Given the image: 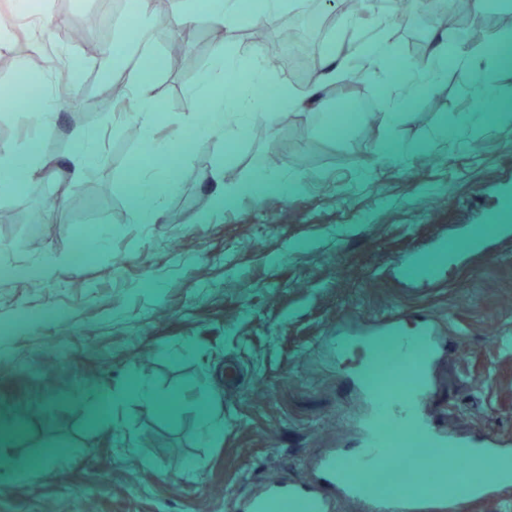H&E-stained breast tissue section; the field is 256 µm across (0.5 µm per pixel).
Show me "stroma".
I'll return each mask as SVG.
<instances>
[{"label": "stroma", "instance_id": "1", "mask_svg": "<svg viewBox=\"0 0 512 512\" xmlns=\"http://www.w3.org/2000/svg\"><path fill=\"white\" fill-rule=\"evenodd\" d=\"M283 2L222 29L206 0L153 13L155 68L137 77L166 117L132 137L135 101L84 104L100 68L135 77L116 55L139 0H51L50 24L30 0H0V95L14 100L0 108V147L14 150L0 163V512H226L257 482L312 481L320 456L361 441L362 381L380 378L391 343L366 322L393 310L405 335L430 319L448 338L430 418L512 441V41L471 12L485 36L456 47L440 83L390 91L331 132L334 97L363 92L352 57L384 43L420 58L449 31L378 4ZM190 9L189 39L172 15ZM253 27L317 51L273 49L257 66ZM174 38L197 69L169 60ZM483 50L480 72L468 58ZM291 63L308 68L297 108L243 105L272 104ZM218 95L228 165L250 184L230 202L204 134ZM34 96L59 105L36 133ZM278 205L292 222H275Z\"/></svg>", "mask_w": 512, "mask_h": 512}]
</instances>
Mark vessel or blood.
<instances>
[{"label": "vessel or blood", "instance_id": "vessel-or-blood-1", "mask_svg": "<svg viewBox=\"0 0 512 512\" xmlns=\"http://www.w3.org/2000/svg\"><path fill=\"white\" fill-rule=\"evenodd\" d=\"M398 361L415 363V377L401 395L386 401L372 400L371 417L367 421L360 448L349 453L324 457L319 463L320 483L307 487L292 482H269L244 499L227 500V512H270L280 505L288 512H331V490L357 501L363 512H475L480 505L512 490V450L505 448L495 436L468 441L462 457L467 469L456 474L437 465L426 481L427 492L411 497L385 494L371 489L369 476L380 472L394 458H405V451L395 448L392 433L412 434L432 448L456 447L445 427L432 422L423 407L436 404L428 368L429 358H415L410 343H403Z\"/></svg>", "mask_w": 512, "mask_h": 512}]
</instances>
